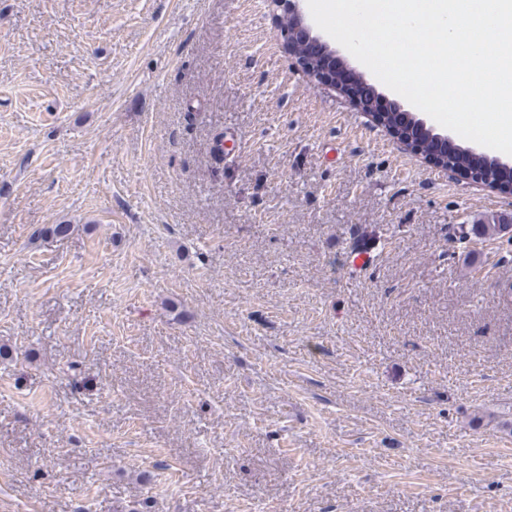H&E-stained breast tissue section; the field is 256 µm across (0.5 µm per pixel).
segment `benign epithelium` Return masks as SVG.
I'll use <instances>...</instances> for the list:
<instances>
[{
    "mask_svg": "<svg viewBox=\"0 0 512 512\" xmlns=\"http://www.w3.org/2000/svg\"><path fill=\"white\" fill-rule=\"evenodd\" d=\"M272 9H279L288 16V25L282 27L281 35L288 41V50L300 56V62L306 71L319 83L339 86L341 93H346L342 84L352 76L351 70L339 65L338 71L325 72L326 64H336V49L332 48L327 38L313 33L312 24L308 23L303 0H268ZM354 103L364 111L372 114L377 125L388 129L396 139L408 150L423 153L442 170H450L457 174L459 180L467 183L484 184L503 192L512 193V185L507 187L492 182L490 167L473 168L459 171L452 166L453 154L448 149H431L423 143L424 135H431L434 142L448 143L444 134L433 132V126L426 120L395 104L386 96L376 93L372 96H361Z\"/></svg>",
    "mask_w": 512,
    "mask_h": 512,
    "instance_id": "benign-epithelium-1",
    "label": "benign epithelium"
}]
</instances>
